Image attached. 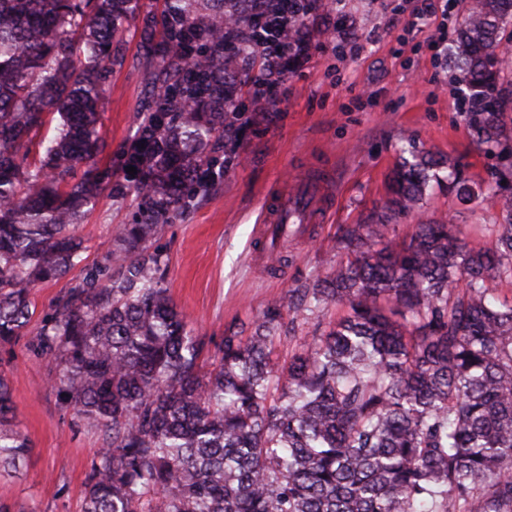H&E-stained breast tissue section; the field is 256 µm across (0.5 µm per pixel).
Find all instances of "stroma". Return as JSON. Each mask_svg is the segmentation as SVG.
Listing matches in <instances>:
<instances>
[{
  "instance_id": "35a3bbf8",
  "label": "stroma",
  "mask_w": 512,
  "mask_h": 512,
  "mask_svg": "<svg viewBox=\"0 0 512 512\" xmlns=\"http://www.w3.org/2000/svg\"><path fill=\"white\" fill-rule=\"evenodd\" d=\"M143 16L160 14L163 0H141ZM329 20L345 18L350 36H317L312 58L286 77L288 97L278 112L258 115L240 157L190 213L165 225L155 241L167 259L166 285L196 335L216 353L226 327L258 319L270 301L312 284L341 259V225L364 221L387 198L388 179L407 142L417 150L461 159L467 176L490 182L492 158L473 142L447 65L448 45L430 44L414 28L423 0H323ZM142 18L131 21L109 66L100 108L108 147L97 161L119 171L151 85V47ZM319 172L331 175L333 209L327 223L289 235L271 268L263 256L258 221L265 195ZM134 195L102 193L76 228L87 264L103 262L120 225L133 223ZM448 218L472 238L491 243L500 212L488 202L461 204L432 189L419 207L396 221L398 236L415 224ZM82 273L42 283L31 294L35 314L24 336L0 347V371L12 388L17 422L30 450L16 472L0 475V503L10 512H83L84 478L102 436L86 428L50 384L54 361L36 347L42 317Z\"/></svg>"
}]
</instances>
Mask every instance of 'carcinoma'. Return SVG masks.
Listing matches in <instances>:
<instances>
[{"label": "carcinoma", "instance_id": "carcinoma-1", "mask_svg": "<svg viewBox=\"0 0 512 512\" xmlns=\"http://www.w3.org/2000/svg\"><path fill=\"white\" fill-rule=\"evenodd\" d=\"M164 2L145 28L160 34L151 98L114 182L96 167L103 71L140 0H0V345L24 335L32 289L84 260L74 228L101 191L138 200L104 267L84 268L37 333L58 365L52 386L102 435L83 512H512V300L487 286L512 281L499 58L512 0H465L451 44L475 142L496 159L493 185L470 183L458 159L400 158L381 211L340 227L336 270L225 330L212 360L152 241L239 157L269 67L254 54V7L288 12L278 55L291 72L311 47L314 3ZM435 186L498 205L494 244L446 219L396 242L392 220ZM330 304L345 314L271 364L298 316ZM28 452L0 376V467Z\"/></svg>", "mask_w": 512, "mask_h": 512}]
</instances>
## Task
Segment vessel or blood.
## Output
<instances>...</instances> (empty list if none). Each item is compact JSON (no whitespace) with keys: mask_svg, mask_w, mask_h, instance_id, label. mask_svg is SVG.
<instances>
[{"mask_svg":"<svg viewBox=\"0 0 512 512\" xmlns=\"http://www.w3.org/2000/svg\"><path fill=\"white\" fill-rule=\"evenodd\" d=\"M329 196L327 181L320 176L304 180L296 188L273 198L267 209L263 234H271L276 224H318L324 219Z\"/></svg>","mask_w":512,"mask_h":512,"instance_id":"obj_1","label":"vessel or blood"}]
</instances>
